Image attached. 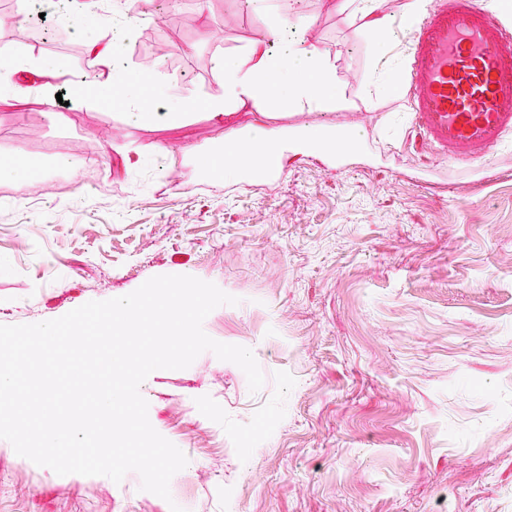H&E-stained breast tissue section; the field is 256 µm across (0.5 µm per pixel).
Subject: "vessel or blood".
<instances>
[{
    "label": "vessel or blood",
    "instance_id": "obj_1",
    "mask_svg": "<svg viewBox=\"0 0 512 512\" xmlns=\"http://www.w3.org/2000/svg\"><path fill=\"white\" fill-rule=\"evenodd\" d=\"M400 71L408 136L452 171L512 147V27L483 0H429Z\"/></svg>",
    "mask_w": 512,
    "mask_h": 512
}]
</instances>
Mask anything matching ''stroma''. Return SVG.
<instances>
[{
	"mask_svg": "<svg viewBox=\"0 0 512 512\" xmlns=\"http://www.w3.org/2000/svg\"><path fill=\"white\" fill-rule=\"evenodd\" d=\"M270 2L334 63L339 101L311 113L262 101L218 127L199 111L128 121L111 63L98 67L110 99L85 77L111 23L59 0H0V58L41 72L0 85V162L41 163L0 179V324L191 275L238 297L203 329L250 348L266 377L250 393L238 366L205 352L143 382L151 425L188 459L170 499L134 471L57 475L0 439V512H512V150L442 183L446 162L404 133V92L362 91L397 54L362 30L353 0ZM42 10L67 41L12 22ZM264 24L228 0H184L171 22L138 24L122 61L155 64L161 99L203 102L224 92L215 48L245 63ZM79 82L85 99L60 104ZM261 121L343 129L359 147L336 166L292 145L279 176L243 182L220 155Z\"/></svg>",
	"mask_w": 512,
	"mask_h": 512,
	"instance_id": "35a3bbf8",
	"label": "stroma"
}]
</instances>
